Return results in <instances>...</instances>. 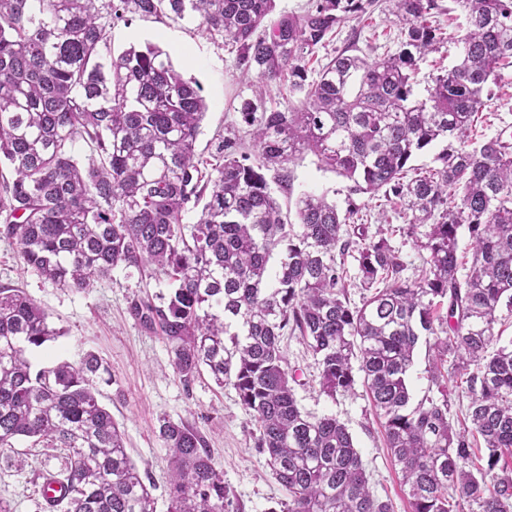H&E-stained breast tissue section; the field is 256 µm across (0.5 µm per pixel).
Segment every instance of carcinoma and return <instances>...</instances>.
<instances>
[{
    "label": "carcinoma",
    "instance_id": "carcinoma-1",
    "mask_svg": "<svg viewBox=\"0 0 512 512\" xmlns=\"http://www.w3.org/2000/svg\"><path fill=\"white\" fill-rule=\"evenodd\" d=\"M275 0H0V237L62 288L84 291L118 266L163 273L161 304L133 314L160 327L188 385L208 370L255 419V448L288 491L279 512H392L368 487L359 451L333 416H310L294 396L281 337L297 335L334 398L361 373L382 420L410 512H512V342L494 347L498 311L512 312V132L477 141L472 117L498 71L512 68V0H452L463 34L458 61L420 93L418 62L447 40L439 0H389L399 48L369 60L345 48L308 65L339 28L377 0H311L271 22ZM198 15L235 52L250 86L288 85L283 108L240 106L254 154L230 131L215 162L197 158L206 104L200 87L157 45L111 47L132 18ZM97 158L81 164L78 141ZM437 143L435 166L414 157ZM311 153L352 182V194L398 199V231L425 252L421 275L389 240L323 195L295 199L285 220L269 173L291 189L289 165ZM193 223L185 215L196 207ZM471 241L459 274V236ZM353 253L361 305L346 298ZM61 336L20 288L0 287V447L18 437L63 453L45 480L62 489L47 512H156L153 484L98 400L99 358L33 368L27 354ZM433 342L438 397L410 404L420 340ZM456 383L468 398L449 422ZM168 448V512H226L224 473L201 432L160 420Z\"/></svg>",
    "mask_w": 512,
    "mask_h": 512
}]
</instances>
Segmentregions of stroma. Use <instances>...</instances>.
<instances>
[{
  "label": "stroma",
  "instance_id": "1",
  "mask_svg": "<svg viewBox=\"0 0 512 512\" xmlns=\"http://www.w3.org/2000/svg\"><path fill=\"white\" fill-rule=\"evenodd\" d=\"M395 33L389 4L379 0L363 30L354 34L343 29L319 55L327 60L353 46L361 55L380 58L396 50ZM148 43L161 47L176 71L202 88L206 113L195 145L201 157H209L210 143L216 135L239 125L242 100L258 98L269 109L284 105L287 86L274 83L255 91L243 81L234 53L221 39L205 32L199 20L136 18L112 29L114 51ZM490 92L472 125V133L479 140L512 126L511 68L501 70ZM291 170V192L278 195L284 214L294 216V201L305 191L326 194L342 211L349 202H356L370 231L388 234L407 267L406 277L417 276L422 255L396 232L405 220L403 203L385 201L380 195H350L348 181L320 167L310 154L293 164ZM0 285L24 289L62 331L34 354L35 366L49 367L60 359L77 364L94 354L108 369L111 381L100 384L99 401L123 431L131 460L147 471L154 485L157 512H167L169 504V452L159 435L163 418L189 423L203 433L216 467L224 473L230 512H275L278 503L287 499V491L255 448L256 423L239 403L234 389L218 387L206 372L190 385H183L166 341L132 315V302L152 299L166 291L165 278L118 267L92 288L75 292L56 286L28 268L17 245L0 238ZM281 346L288 370L296 376L294 393L301 410L315 416H333L344 423L361 455L373 493L391 501L394 512H409L401 475L385 448L381 422L363 384L355 383L349 392L328 397L320 386L318 366L299 338L284 337ZM15 450L18 460L14 463L7 462L5 451H0V501L8 502L12 512H42L40 487L44 475L57 470L61 460L52 449L32 445L28 440L16 442Z\"/></svg>",
  "mask_w": 512,
  "mask_h": 512
}]
</instances>
